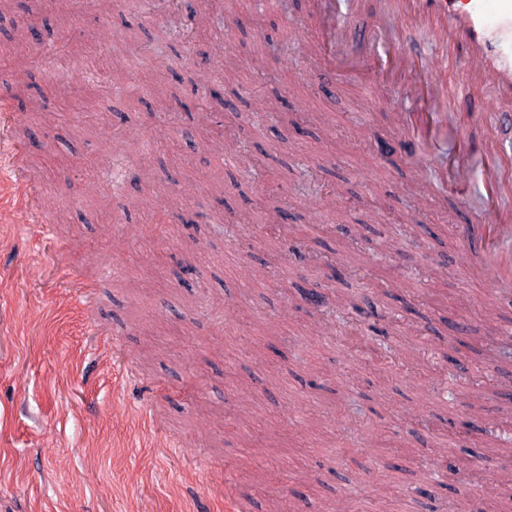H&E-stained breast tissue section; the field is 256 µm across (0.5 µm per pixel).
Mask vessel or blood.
Masks as SVG:
<instances>
[{
	"label": "vessel or blood",
	"instance_id": "1",
	"mask_svg": "<svg viewBox=\"0 0 512 512\" xmlns=\"http://www.w3.org/2000/svg\"><path fill=\"white\" fill-rule=\"evenodd\" d=\"M399 9L412 21L432 27L441 43H463L470 49L466 81L491 85L512 97V0H398ZM313 20L324 54L322 75L358 77L370 93L391 88L409 99L412 109L396 120L410 143L420 145L417 162H436L438 141L432 127L438 119L432 107L445 95V75L436 55L407 49L387 33L374 15L355 16L344 22L340 0H310ZM21 121L12 99L0 97V149L10 156L19 151L11 136ZM512 125L511 112L495 113L486 123L482 139L464 138L463 147L450 161L436 162V177L456 191L465 190L473 175L493 190L494 204L485 209L487 222L463 227L472 242L469 264H484L498 272L500 288H512V157L499 143V126Z\"/></svg>",
	"mask_w": 512,
	"mask_h": 512
}]
</instances>
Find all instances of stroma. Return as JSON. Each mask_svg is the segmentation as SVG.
Masks as SVG:
<instances>
[{"label":"stroma","mask_w":512,"mask_h":512,"mask_svg":"<svg viewBox=\"0 0 512 512\" xmlns=\"http://www.w3.org/2000/svg\"><path fill=\"white\" fill-rule=\"evenodd\" d=\"M18 2L15 21L46 16L71 37L69 50L49 54L41 42L14 43L0 22V58L38 62L27 97L67 110L60 126L26 110L21 125L42 144L25 150V169L68 221L41 228L20 207H0V512H226L229 485L296 512H336L349 487L354 512H512V491L496 480L506 463L481 435L506 420L504 402L498 390H470L473 376L498 374L495 350L472 353L453 330L512 334V292L462 264L455 226L481 211L479 184L443 198L413 159L380 152L379 142L399 141L386 115L406 107L404 96L362 111L363 89L314 78L306 0H237L223 27L170 40L157 59L136 50L166 24L142 0ZM384 23L401 42L434 46L456 89L463 46L437 45L432 28L391 12ZM283 40L285 55L273 50ZM107 59L126 91L100 70L85 91L87 66ZM259 60L271 75L264 88L252 80ZM203 96L224 115L215 136L238 131L264 179L249 175L250 161L201 146L194 104ZM116 127L137 140L102 154ZM114 166L126 179L105 211ZM312 167L348 191L345 223L370 226L357 247L331 232L340 219L331 202L297 193ZM173 196L183 228L168 239L159 225ZM262 200L287 206L313 249L364 268L367 284L280 259ZM407 222L421 246L385 251L382 236ZM186 264L196 271L184 287L176 275ZM62 268L100 276L95 304L59 278ZM380 280L393 281L389 295L375 290ZM352 289L362 298L354 322L385 325L414 373L303 305L312 291ZM445 378L458 385L456 402L441 396ZM349 397L359 421L347 417ZM463 421L473 432L456 446V480L421 496L423 472Z\"/></svg>","instance_id":"35a3bbf8"}]
</instances>
